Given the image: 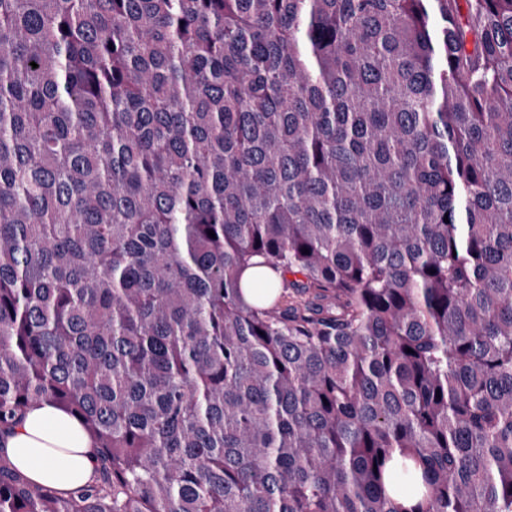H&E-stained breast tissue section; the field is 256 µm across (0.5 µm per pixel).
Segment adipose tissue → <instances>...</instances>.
Segmentation results:
<instances>
[{
  "mask_svg": "<svg viewBox=\"0 0 512 512\" xmlns=\"http://www.w3.org/2000/svg\"><path fill=\"white\" fill-rule=\"evenodd\" d=\"M0 457L31 483L65 496L90 482L98 465L91 435L48 401L32 403L11 429L0 433Z\"/></svg>",
  "mask_w": 512,
  "mask_h": 512,
  "instance_id": "adipose-tissue-1",
  "label": "adipose tissue"
}]
</instances>
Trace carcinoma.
Returning <instances> with one entry per match:
<instances>
[{"label":"carcinoma","instance_id":"obj_1","mask_svg":"<svg viewBox=\"0 0 512 512\" xmlns=\"http://www.w3.org/2000/svg\"><path fill=\"white\" fill-rule=\"evenodd\" d=\"M42 400L98 476L0 512H512V0H0Z\"/></svg>","mask_w":512,"mask_h":512}]
</instances>
